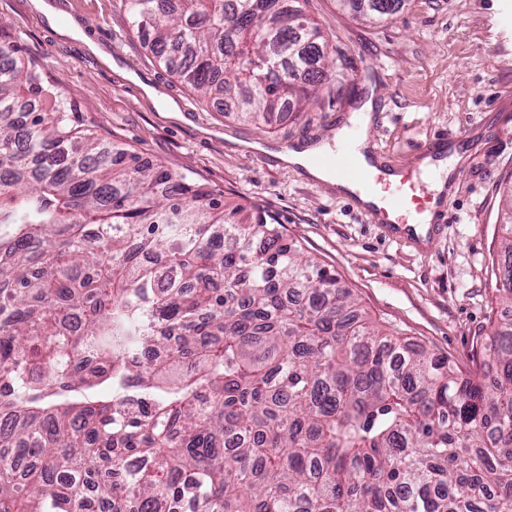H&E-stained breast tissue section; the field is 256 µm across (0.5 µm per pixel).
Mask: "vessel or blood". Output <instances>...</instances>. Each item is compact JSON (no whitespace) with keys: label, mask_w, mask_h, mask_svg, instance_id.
<instances>
[{"label":"vessel or blood","mask_w":512,"mask_h":512,"mask_svg":"<svg viewBox=\"0 0 512 512\" xmlns=\"http://www.w3.org/2000/svg\"><path fill=\"white\" fill-rule=\"evenodd\" d=\"M314 162L362 190L378 194L379 204L370 208L369 213L374 221L388 225L390 232L396 237L423 249L441 234L442 225H428L425 233L421 234L406 222L409 212L421 213L429 207L427 198L411 194V173L401 171L398 172L396 179H387L385 173L374 172L358 161L353 144L349 141L332 146L330 151L316 155Z\"/></svg>","instance_id":"1"}]
</instances>
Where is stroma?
<instances>
[{
	"instance_id": "stroma-1",
	"label": "stroma",
	"mask_w": 512,
	"mask_h": 512,
	"mask_svg": "<svg viewBox=\"0 0 512 512\" xmlns=\"http://www.w3.org/2000/svg\"><path fill=\"white\" fill-rule=\"evenodd\" d=\"M0 0V39L74 103L76 120L106 141L184 174L215 197L260 209L284 238L336 274L371 319L413 345L449 357L461 370L488 365L483 343L512 308L499 301L495 273L504 179L512 174V0H407L376 22L336 0H303L335 62L316 102L282 112L266 129L242 122L230 105L194 96L159 65L132 28L126 0ZM153 87L178 109L164 111ZM373 103L369 150L383 167H416L427 144L447 133L465 159L456 168L446 227L416 250L368 221L335 187L284 168L276 152L332 140ZM263 150L241 149V142Z\"/></svg>"
}]
</instances>
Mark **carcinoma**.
<instances>
[{
  "mask_svg": "<svg viewBox=\"0 0 512 512\" xmlns=\"http://www.w3.org/2000/svg\"><path fill=\"white\" fill-rule=\"evenodd\" d=\"M127 4L241 121L329 76L300 0ZM17 53L0 40V512H512V318L492 373L410 347L265 215L81 133Z\"/></svg>",
  "mask_w": 512,
  "mask_h": 512,
  "instance_id": "carcinoma-1",
  "label": "carcinoma"
}]
</instances>
